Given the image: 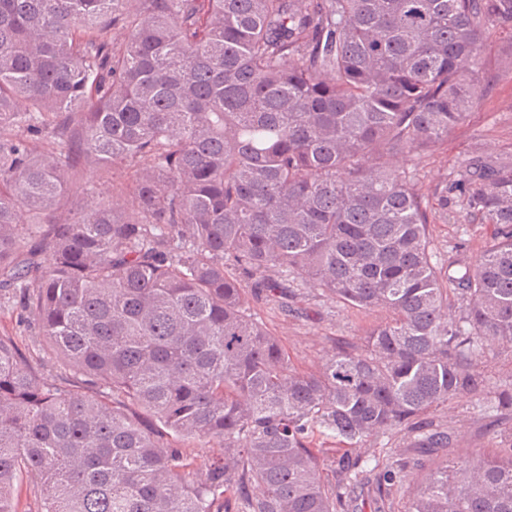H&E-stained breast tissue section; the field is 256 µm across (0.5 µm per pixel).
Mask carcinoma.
I'll return each instance as SVG.
<instances>
[{"mask_svg": "<svg viewBox=\"0 0 512 512\" xmlns=\"http://www.w3.org/2000/svg\"><path fill=\"white\" fill-rule=\"evenodd\" d=\"M506 27L512 0H0V306L80 380L0 336V512L24 477L37 512H354L373 479L374 512H512V430L413 492L407 458L369 467L395 433L448 447L451 404L512 413V159L466 165L493 234L460 268L430 234L448 186L394 168L483 96ZM91 161L127 185L62 222ZM290 276L380 319L300 371L250 312ZM324 438L360 449L332 482Z\"/></svg>", "mask_w": 512, "mask_h": 512, "instance_id": "cac0c4a2", "label": "carcinoma"}]
</instances>
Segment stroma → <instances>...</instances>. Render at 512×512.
<instances>
[{
    "label": "stroma",
    "instance_id": "stroma-1",
    "mask_svg": "<svg viewBox=\"0 0 512 512\" xmlns=\"http://www.w3.org/2000/svg\"><path fill=\"white\" fill-rule=\"evenodd\" d=\"M480 71L489 91L449 133L447 141L431 156L411 155L398 164L400 170L419 179L426 193L447 187L448 221L432 225L431 234L441 258L462 262L473 260L488 236L479 217L459 205L467 159L485 144L501 156L512 155V43L505 35L493 31L485 37ZM250 306L287 350L292 364L302 370L317 369L336 340L362 335L376 321L375 316L359 314L328 297L307 292L300 293L286 313L264 298L252 299ZM0 336L14 338L45 379H62L63 369L47 353L37 327L26 322L19 309L0 308ZM448 423L454 431L455 450L487 453L495 446L490 429H511L512 416L493 422L474 415L470 408L452 405Z\"/></svg>",
    "mask_w": 512,
    "mask_h": 512
}]
</instances>
